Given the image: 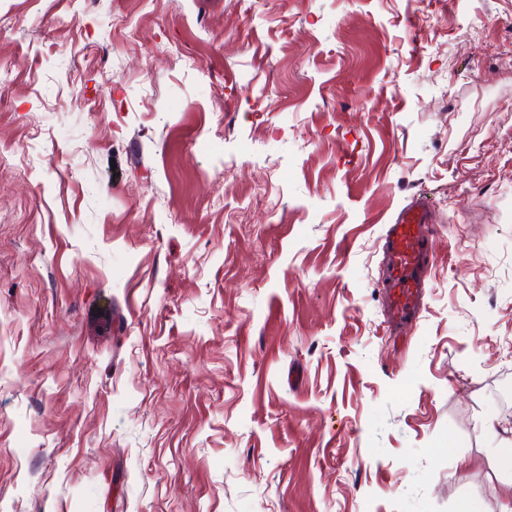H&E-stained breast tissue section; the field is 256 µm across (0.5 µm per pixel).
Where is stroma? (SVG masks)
Listing matches in <instances>:
<instances>
[{
    "label": "stroma",
    "mask_w": 512,
    "mask_h": 512,
    "mask_svg": "<svg viewBox=\"0 0 512 512\" xmlns=\"http://www.w3.org/2000/svg\"><path fill=\"white\" fill-rule=\"evenodd\" d=\"M511 442L512 0H0V512H512ZM430 207L427 199L418 197L383 225L387 273L381 288L390 322L396 327L415 319L427 288L425 272L433 257L427 235Z\"/></svg>",
    "instance_id": "stroma-1"
}]
</instances>
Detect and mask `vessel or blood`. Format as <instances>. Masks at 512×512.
Returning <instances> with one entry per match:
<instances>
[{"instance_id":"b4317fda","label":"vessel or blood","mask_w":512,"mask_h":512,"mask_svg":"<svg viewBox=\"0 0 512 512\" xmlns=\"http://www.w3.org/2000/svg\"><path fill=\"white\" fill-rule=\"evenodd\" d=\"M430 207L427 199H413L383 227L387 273L382 294L390 321L398 327L414 320L425 295V272L432 260L427 235Z\"/></svg>"}]
</instances>
